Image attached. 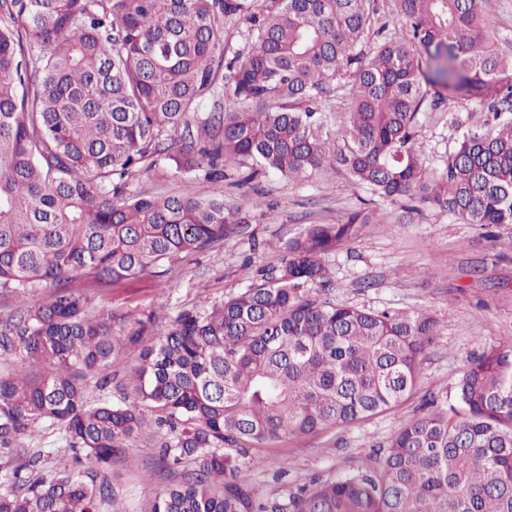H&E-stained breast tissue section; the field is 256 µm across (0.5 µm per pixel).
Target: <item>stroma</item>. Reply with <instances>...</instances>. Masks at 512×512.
Returning a JSON list of instances; mask_svg holds the SVG:
<instances>
[{
  "mask_svg": "<svg viewBox=\"0 0 512 512\" xmlns=\"http://www.w3.org/2000/svg\"><path fill=\"white\" fill-rule=\"evenodd\" d=\"M472 104L446 99L441 111L420 117L419 143L427 170L441 169ZM253 194L252 215L242 235L191 254L168 266L160 281L149 279L112 288H91L84 295L90 311L112 309L175 317L204 308L244 288V263L267 265L274 255L263 243L294 236L308 224H333L346 213L372 203L388 212L384 224L365 227L358 239L329 255V297L373 311H424L438 323V335L421 365L416 389L397 409L364 422L258 449L262 467L246 471L249 481L273 495L313 481L338 477L365 461L408 418L424 413L427 395L448 392L467 361L483 351L512 343V249L492 247L483 229L460 224L430 204L371 199L368 191L341 173L323 172L305 182L271 175ZM133 190L205 197L208 182L176 174L169 167L137 176ZM158 448L140 438L109 472L119 496L103 512H143L162 488L147 479Z\"/></svg>",
  "mask_w": 512,
  "mask_h": 512,
  "instance_id": "1",
  "label": "stroma"
}]
</instances>
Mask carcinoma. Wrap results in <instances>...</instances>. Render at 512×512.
I'll list each match as a JSON object with an SVG mask.
<instances>
[{
  "instance_id": "carcinoma-1",
  "label": "carcinoma",
  "mask_w": 512,
  "mask_h": 512,
  "mask_svg": "<svg viewBox=\"0 0 512 512\" xmlns=\"http://www.w3.org/2000/svg\"><path fill=\"white\" fill-rule=\"evenodd\" d=\"M0 0V512H102L107 472L162 431L166 486L147 512H512V344L471 358L431 410L357 468L270 497L242 478L252 448L398 408L437 336L427 313L317 296L326 258L381 224L377 209L311 224L244 266L249 284L167 323L88 311L82 279L116 285L236 236L251 200L221 184L341 170L372 195L437 205L461 224H512V55L492 0ZM241 29L231 52L226 25ZM431 69L427 74L422 66ZM441 84L485 114L428 173L420 113ZM347 90L331 129L320 104ZM170 165L214 185L201 199L131 189ZM47 288L36 304L28 291ZM134 357L122 377L117 363ZM112 385L118 401L91 399ZM64 433L79 472L49 469L25 440Z\"/></svg>"
}]
</instances>
